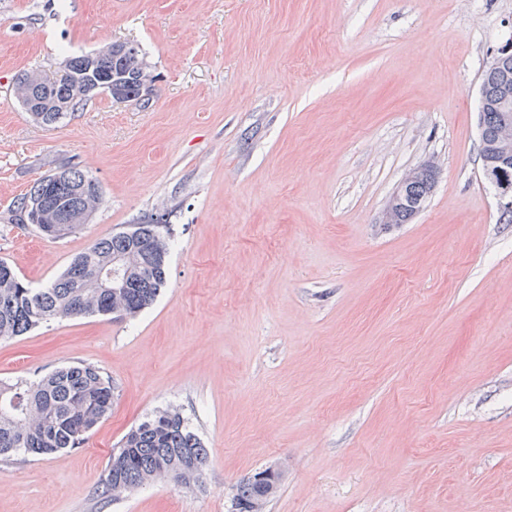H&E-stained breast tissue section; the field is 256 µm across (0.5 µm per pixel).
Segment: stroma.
<instances>
[{"label":"stroma","mask_w":512,"mask_h":512,"mask_svg":"<svg viewBox=\"0 0 512 512\" xmlns=\"http://www.w3.org/2000/svg\"><path fill=\"white\" fill-rule=\"evenodd\" d=\"M512 0H0V260L32 288L95 239L164 217L168 283L135 318L0 341V379L91 364L115 387L82 447L0 461V512H512V224L482 174L479 90ZM139 44L147 105L100 94L63 123L28 71ZM432 163L407 224L382 213ZM99 209L57 240L10 219L59 166ZM180 409L200 483L99 494L113 448ZM424 170H428L432 174L437 173L436 166H434L431 163H428L421 167L413 168L410 171H408L400 180L396 190L393 193V198L383 211V223L399 224L397 221L399 216L400 224H406L409 223V221H411L413 217L417 214L414 213L413 204L417 203L419 200H421L422 202H426L432 193L433 181L429 175H423L420 180H418L417 182L413 183L410 186V188L406 191L405 199L403 201V204H401V206L399 207V210L397 204L401 202L407 185L415 181ZM423 206L424 205L421 203L416 204V207H418L417 209L419 211L423 209ZM59 171H64L67 174L68 180L74 189L81 188V192L68 201V206L73 210H82L89 206L95 211L102 201L98 183L75 167H68ZM266 471L268 470H264L258 473L256 472L255 474L242 479L237 484L236 493L234 495L236 511L264 512L266 504L269 502L270 498L276 494L280 486V474L276 473L275 471L266 481V487L263 490L258 486L256 482L253 481V478L256 475ZM259 502H262L261 508L255 511L254 509Z\"/></svg>","instance_id":"1"}]
</instances>
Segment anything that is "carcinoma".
<instances>
[{"label":"carcinoma","mask_w":512,"mask_h":512,"mask_svg":"<svg viewBox=\"0 0 512 512\" xmlns=\"http://www.w3.org/2000/svg\"><path fill=\"white\" fill-rule=\"evenodd\" d=\"M139 45L130 49L112 44V57L99 54L98 75L112 74V98L146 102L147 72ZM512 81V57L501 67L490 66L481 86L488 98L500 83ZM16 93L44 104L39 122L52 127L75 112L91 96H78L74 81L48 79L37 73L19 78ZM501 112L489 107L483 112L481 151L497 137ZM73 188L81 192L68 201L74 210L97 209L102 201L98 183L75 167L64 169ZM433 181L427 174L406 191L398 216L406 224L415 216L413 204L427 201ZM77 228L75 224H39L38 232L58 239ZM169 227L166 224H134L128 231L95 240L76 255L65 272L49 286L34 290L15 269L0 261V339L21 336L51 321L86 316L107 317L116 313L134 318L156 301L167 283ZM131 257V271L119 295L99 284L101 273L112 270L113 258ZM114 386L109 377L90 364L58 368L34 382L18 379L0 381V458L14 454L49 455L79 448L88 433L112 408ZM208 462L206 448L189 430L174 408L157 411L150 419L126 434L112 452L100 495L105 498L126 493L157 478L178 484L200 481ZM280 486V474L273 473L260 488L253 477L242 479L234 495L236 512H255L266 507Z\"/></svg>","instance_id":"cac0c4a2"}]
</instances>
